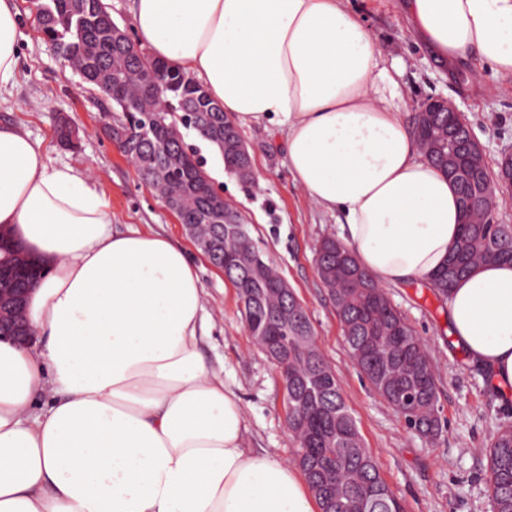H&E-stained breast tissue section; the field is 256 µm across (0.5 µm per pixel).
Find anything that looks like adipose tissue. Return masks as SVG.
Masks as SVG:
<instances>
[{"mask_svg": "<svg viewBox=\"0 0 512 512\" xmlns=\"http://www.w3.org/2000/svg\"><path fill=\"white\" fill-rule=\"evenodd\" d=\"M440 59L512 77V0H403ZM150 54L185 72L234 125H280L295 182L340 211L375 281H430L463 216L453 183L399 112L377 41L344 0H133ZM20 21L0 0V83ZM46 274L33 336L0 341V512H320L300 471L246 446L241 398L201 354L205 290L184 249L112 229L97 184L54 167L0 124V239ZM459 345L512 391V261L477 264L448 292Z\"/></svg>", "mask_w": 512, "mask_h": 512, "instance_id": "adipose-tissue-1", "label": "adipose tissue"}]
</instances>
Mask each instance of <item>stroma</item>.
Listing matches in <instances>:
<instances>
[{
	"label": "stroma",
	"mask_w": 512,
	"mask_h": 512,
	"mask_svg": "<svg viewBox=\"0 0 512 512\" xmlns=\"http://www.w3.org/2000/svg\"><path fill=\"white\" fill-rule=\"evenodd\" d=\"M15 5L23 37L16 74L0 87V123L25 127L41 142L51 166L96 176L116 229L151 231L184 248L205 288L212 325L201 352L210 366L223 368L240 394L250 424V448L295 459L283 377L249 334L235 288L196 249L176 216L106 137L97 92L63 67L38 32L29 0H15ZM347 7L376 36L388 73L400 85L405 119L413 120L427 98L452 99L469 121L490 173H497L503 154L512 149V81L488 69L476 70L471 60H438L412 35L400 0H348ZM64 115L79 128L78 149H66L57 141L56 125ZM241 137L254 170L248 183L216 176L220 160L211 146L191 132L185 140L305 307L319 349L339 378L345 402L385 481L406 512H491L483 449L500 424L512 423V392L497 393L488 372L456 345L446 304L424 283L386 286L392 305L425 343L439 371L442 433L432 441L414 434L350 358L336 308L317 273L315 249L323 238L339 237L342 216L313 203L296 184L278 125H255L242 130Z\"/></svg>",
	"instance_id": "35a3bbf8"
}]
</instances>
